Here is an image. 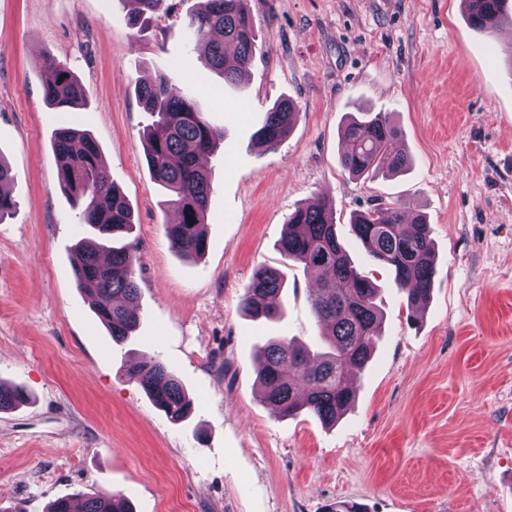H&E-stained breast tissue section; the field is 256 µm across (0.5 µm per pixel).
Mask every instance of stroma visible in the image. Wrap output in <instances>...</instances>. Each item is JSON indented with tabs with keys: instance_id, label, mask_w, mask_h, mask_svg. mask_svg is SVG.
<instances>
[{
	"instance_id": "35a3bbf8",
	"label": "stroma",
	"mask_w": 512,
	"mask_h": 512,
	"mask_svg": "<svg viewBox=\"0 0 512 512\" xmlns=\"http://www.w3.org/2000/svg\"><path fill=\"white\" fill-rule=\"evenodd\" d=\"M130 27L124 0H0V160L13 216L0 224V381L27 404L0 412V512H45L59 497L119 493L134 512H512V30L474 32L460 0H248L256 54L225 84L187 28L197 0ZM52 59L86 91L49 107ZM172 75L224 139L205 167L208 250L169 246L174 217L151 177L150 122L135 82ZM222 100H215L214 90ZM299 114L274 150L254 144L280 99ZM389 113L411 157L392 177L339 163L354 105ZM73 126L98 144L130 204L139 326L115 344L73 272L78 215L52 147ZM326 197L354 266L384 314L355 400L335 425L279 417L259 395L269 337L313 345L311 271L277 249L296 207ZM397 201L435 244L431 298L416 322L389 270L349 232L353 212ZM280 269L284 316L241 307L254 270ZM155 356L195 410L171 422L123 370Z\"/></svg>"
}]
</instances>
